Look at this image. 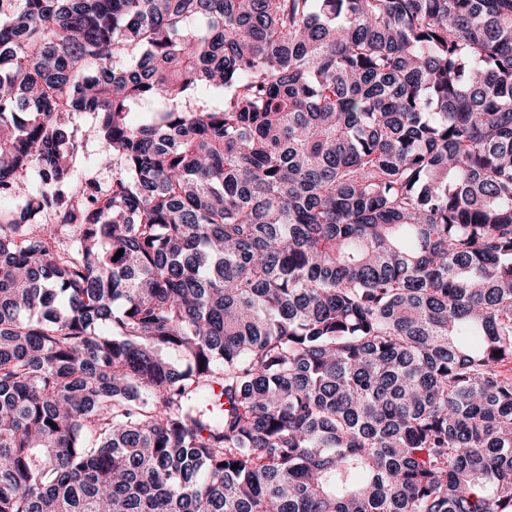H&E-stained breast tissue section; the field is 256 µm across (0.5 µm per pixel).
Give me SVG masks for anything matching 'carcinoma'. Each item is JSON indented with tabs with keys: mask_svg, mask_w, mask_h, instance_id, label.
I'll return each mask as SVG.
<instances>
[{
	"mask_svg": "<svg viewBox=\"0 0 512 512\" xmlns=\"http://www.w3.org/2000/svg\"><path fill=\"white\" fill-rule=\"evenodd\" d=\"M1 196L0 512H512V0H0ZM93 118L89 114H80L74 117L73 126L76 136L81 141V154L76 165L74 182L71 189L84 182L85 179H92L101 187L107 188L112 183V167H97L93 164L94 159L102 151V144L97 140L83 139V131L91 125Z\"/></svg>",
	"mask_w": 512,
	"mask_h": 512,
	"instance_id": "carcinoma-1",
	"label": "carcinoma"
}]
</instances>
